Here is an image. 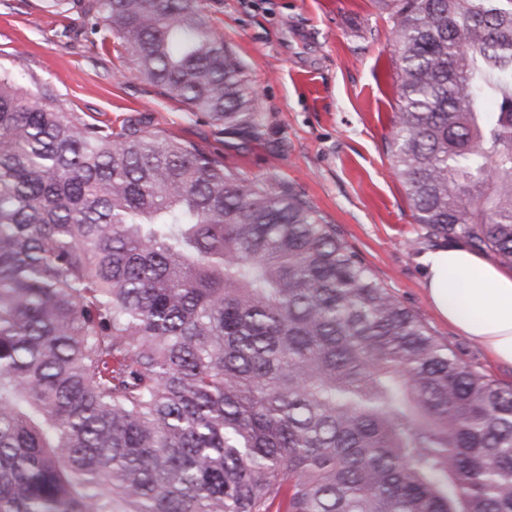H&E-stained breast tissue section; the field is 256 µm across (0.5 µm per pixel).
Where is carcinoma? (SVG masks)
I'll return each mask as SVG.
<instances>
[{"label":"carcinoma","mask_w":512,"mask_h":512,"mask_svg":"<svg viewBox=\"0 0 512 512\" xmlns=\"http://www.w3.org/2000/svg\"><path fill=\"white\" fill-rule=\"evenodd\" d=\"M51 2L258 133L199 0ZM376 2L415 223L512 267V0ZM0 512H512V386L296 190L1 67Z\"/></svg>","instance_id":"1"}]
</instances>
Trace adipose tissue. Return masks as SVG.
<instances>
[{
	"mask_svg": "<svg viewBox=\"0 0 512 512\" xmlns=\"http://www.w3.org/2000/svg\"><path fill=\"white\" fill-rule=\"evenodd\" d=\"M424 263V289L435 312L498 365L512 367V271L460 245L431 251Z\"/></svg>",
	"mask_w": 512,
	"mask_h": 512,
	"instance_id": "ef3b65f1",
	"label": "adipose tissue"
}]
</instances>
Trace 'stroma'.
Listing matches in <instances>:
<instances>
[{"label": "stroma", "instance_id": "obj_1", "mask_svg": "<svg viewBox=\"0 0 512 512\" xmlns=\"http://www.w3.org/2000/svg\"><path fill=\"white\" fill-rule=\"evenodd\" d=\"M214 31L238 55L259 112L258 138L225 133L159 87L129 77L107 32L84 36L76 12L45 0H0V66L87 120H132L190 141L242 178L288 184L317 208L398 300L461 359L501 384L512 368L434 312L425 254L445 246L415 224L386 143L398 99L392 24L376 0H202Z\"/></svg>", "mask_w": 512, "mask_h": 512}]
</instances>
